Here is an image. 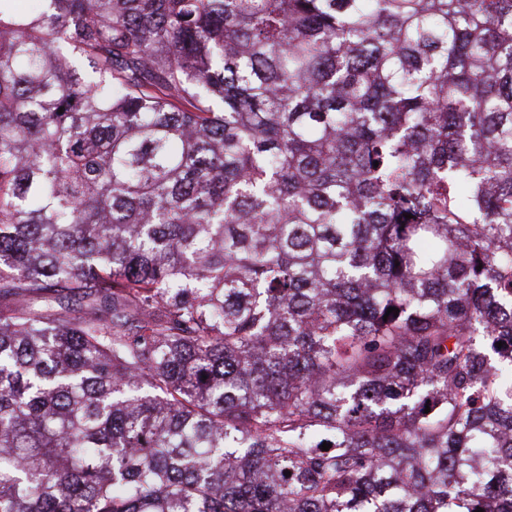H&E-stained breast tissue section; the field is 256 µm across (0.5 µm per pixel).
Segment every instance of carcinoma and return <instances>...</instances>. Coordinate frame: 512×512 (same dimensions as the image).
<instances>
[{
	"instance_id": "cac0c4a2",
	"label": "carcinoma",
	"mask_w": 512,
	"mask_h": 512,
	"mask_svg": "<svg viewBox=\"0 0 512 512\" xmlns=\"http://www.w3.org/2000/svg\"><path fill=\"white\" fill-rule=\"evenodd\" d=\"M28 2L0 512H512V0Z\"/></svg>"
}]
</instances>
